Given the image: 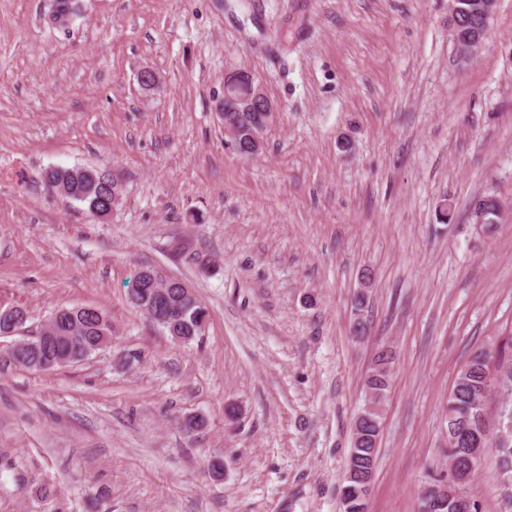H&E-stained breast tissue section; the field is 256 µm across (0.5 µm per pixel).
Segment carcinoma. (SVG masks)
Masks as SVG:
<instances>
[{"mask_svg": "<svg viewBox=\"0 0 512 512\" xmlns=\"http://www.w3.org/2000/svg\"><path fill=\"white\" fill-rule=\"evenodd\" d=\"M52 189L78 203L94 220L117 206L111 190L120 187L117 180L107 186V172L89 168L43 169ZM473 209L484 213L486 224L493 227L503 211L501 200L485 195L474 201ZM131 304L170 336L191 343L202 335L207 311L195 294L181 295L175 279L156 271H140L135 288L129 294ZM32 346L18 351L0 348V367L20 366L33 373L54 369L87 359L102 346L112 342L109 316L88 307L61 308L51 315L39 331L28 337ZM392 357L380 352L365 379L368 401L354 420V440L350 450L344 486L347 512H367L368 497L363 483L371 482L381 427V405L392 379ZM493 392L504 398L499 406L497 427L490 428L485 414V400ZM448 477L428 482L427 493L448 496L444 512H481L473 493L475 471L481 466L486 449H494L493 475L499 491V512H512V343H503L497 352L475 353L457 373L445 415Z\"/></svg>", "mask_w": 512, "mask_h": 512, "instance_id": "obj_1", "label": "carcinoma"}]
</instances>
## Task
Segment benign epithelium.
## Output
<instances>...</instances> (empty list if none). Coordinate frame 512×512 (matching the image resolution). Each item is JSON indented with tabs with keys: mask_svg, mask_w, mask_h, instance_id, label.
Listing matches in <instances>:
<instances>
[{
	"mask_svg": "<svg viewBox=\"0 0 512 512\" xmlns=\"http://www.w3.org/2000/svg\"><path fill=\"white\" fill-rule=\"evenodd\" d=\"M498 0H476L472 5L473 13L479 18L477 30L464 41L458 40V0H448L449 20L454 43L461 51L464 61L471 60L487 39L491 22L496 12ZM233 99L239 112H261L263 118L255 126L249 140V156L257 155L264 145L267 129L273 123L277 106L268 98L261 84L257 83L252 74L238 69L224 74V98L217 103V110L224 113V134L234 139L237 134L236 116L224 111V99Z\"/></svg>",
	"mask_w": 512,
	"mask_h": 512,
	"instance_id": "benign-epithelium-1",
	"label": "benign epithelium"
}]
</instances>
